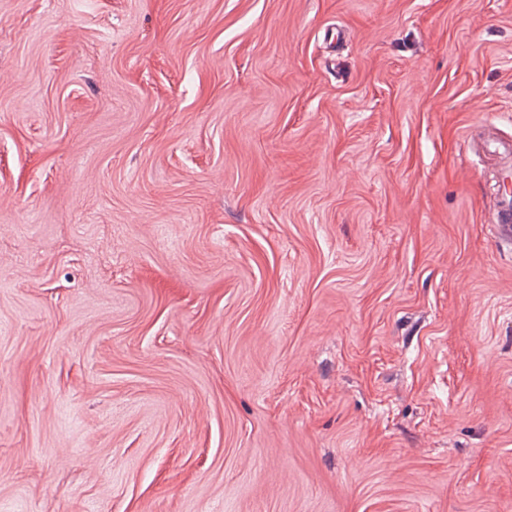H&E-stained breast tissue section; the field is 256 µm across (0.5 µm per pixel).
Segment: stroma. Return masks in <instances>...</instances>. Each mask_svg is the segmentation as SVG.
Here are the masks:
<instances>
[{
  "label": "stroma",
  "instance_id": "35a3bbf8",
  "mask_svg": "<svg viewBox=\"0 0 512 512\" xmlns=\"http://www.w3.org/2000/svg\"><path fill=\"white\" fill-rule=\"evenodd\" d=\"M512 0H0V512H512ZM499 204L492 225L495 240L500 244L512 243V173L510 182L499 184Z\"/></svg>",
  "mask_w": 512,
  "mask_h": 512
}]
</instances>
